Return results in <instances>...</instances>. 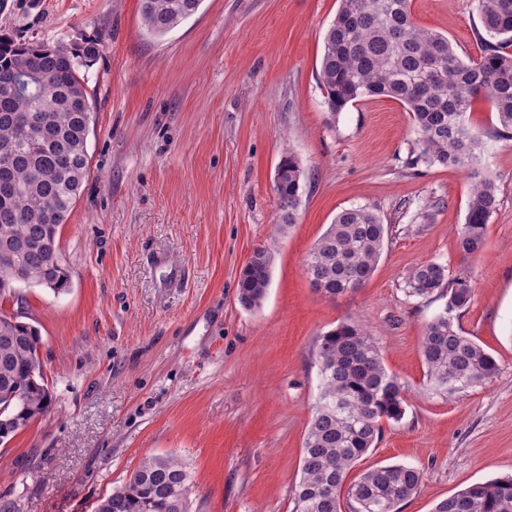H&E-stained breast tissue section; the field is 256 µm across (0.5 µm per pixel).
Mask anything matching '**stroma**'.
<instances>
[{
    "label": "stroma",
    "instance_id": "1",
    "mask_svg": "<svg viewBox=\"0 0 512 512\" xmlns=\"http://www.w3.org/2000/svg\"><path fill=\"white\" fill-rule=\"evenodd\" d=\"M338 5L202 0L155 38L139 0H0V34L101 45L83 70L88 171L59 232L69 288L32 283L4 304L39 331L53 399L0 446V502L14 512H94L143 457L170 454L191 476L189 512H292L321 384L315 342L343 321L372 336L406 386L403 418L384 424L350 479L416 466L422 484L399 512H432L465 486L512 475V136H494L495 111L474 104L498 207L483 249L463 255L469 181L455 167L409 166L418 134L405 107L379 98L327 111L319 71ZM412 20L462 59L480 57L476 0H413ZM288 152L305 180L297 221L278 235L273 180ZM355 207L388 224V241L366 285L330 300L304 258ZM269 242L272 284L248 310L239 272ZM427 262L469 278L454 323L499 365L452 395L430 386L420 351L448 293L404 292Z\"/></svg>",
    "mask_w": 512,
    "mask_h": 512
}]
</instances>
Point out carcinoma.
<instances>
[{
	"mask_svg": "<svg viewBox=\"0 0 512 512\" xmlns=\"http://www.w3.org/2000/svg\"><path fill=\"white\" fill-rule=\"evenodd\" d=\"M201 0H139L149 35L163 37L193 16ZM411 0H340L324 36L319 81L327 111L335 116L358 101L389 98L410 112L419 139L410 164L451 166L471 175L465 222L457 232L464 255L482 250L497 207V184L478 167L480 136L466 120L483 100L500 128L512 133V0H477L489 37L482 54L458 57L448 37L418 28ZM100 54L90 40L73 46L17 41L0 35V150L9 158L13 191L0 197V247H14L28 281L60 294L70 276L58 254L61 224L87 174L91 112L81 68ZM303 170L288 153L274 178L276 229L296 223ZM388 228L365 207L336 215L307 252L304 270L314 290L334 299L362 288L381 257ZM273 252L253 250L239 273L240 304L260 306L272 278ZM448 289L444 310L424 327L420 349L432 387L449 394L493 378V355L453 322L473 291L468 278H448L445 267L416 266L406 281L412 297ZM32 325L0 310V445L8 443L52 405ZM315 359L321 387L303 445L293 512H341L347 494L353 512H399L421 486L423 472L410 465L379 466L351 484L348 472L373 447L383 423L405 413V386L389 371L369 334L341 322L318 337ZM190 476L171 456L147 457L95 512H188ZM432 512H512V477L466 486Z\"/></svg>",
	"mask_w": 512,
	"mask_h": 512,
	"instance_id": "obj_1",
	"label": "carcinoma"
}]
</instances>
